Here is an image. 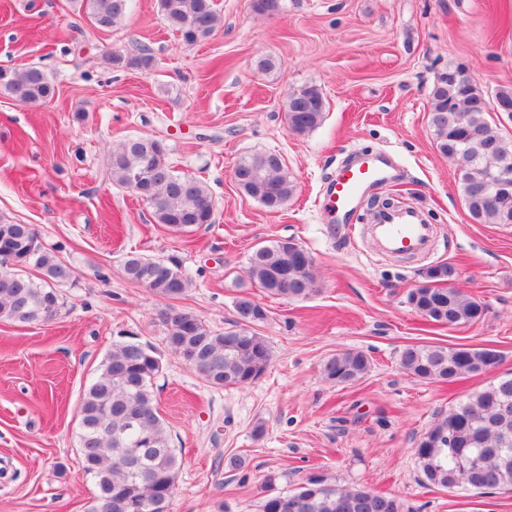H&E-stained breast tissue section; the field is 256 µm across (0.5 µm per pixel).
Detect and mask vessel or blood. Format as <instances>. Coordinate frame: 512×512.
I'll return each mask as SVG.
<instances>
[{
    "instance_id": "1",
    "label": "vessel or blood",
    "mask_w": 512,
    "mask_h": 512,
    "mask_svg": "<svg viewBox=\"0 0 512 512\" xmlns=\"http://www.w3.org/2000/svg\"><path fill=\"white\" fill-rule=\"evenodd\" d=\"M389 158L379 152H362L343 166L324 193V208L337 229L348 228L365 192L393 179ZM379 251L391 254H424L432 247V227L413 209L390 210L371 226Z\"/></svg>"
}]
</instances>
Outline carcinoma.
Returning a JSON list of instances; mask_svg holds the SVG:
<instances>
[{
	"label": "carcinoma",
	"instance_id": "obj_1",
	"mask_svg": "<svg viewBox=\"0 0 512 512\" xmlns=\"http://www.w3.org/2000/svg\"><path fill=\"white\" fill-rule=\"evenodd\" d=\"M95 28L110 31L127 16L129 0H82ZM162 16L187 45L208 39L218 21L214 0H159ZM110 62L147 69L153 57L146 51L126 58L113 54ZM437 78L432 88L429 120L441 154L456 162L460 187L470 218L476 224H512V140L503 138L489 119V102L466 76ZM0 91L21 103L49 98L52 86L36 66L0 67ZM325 101L314 85L288 94V128L302 135L322 121ZM245 173L238 189L271 210L294 195L281 155L262 152L242 158ZM112 183L131 189L134 176L151 171L153 216L173 231L190 225L212 224L213 201L207 185L181 174L167 160V150L155 138H130L112 150L108 163ZM34 229L0 217V318L21 311L18 321L45 322L58 315L63 302L57 286L71 278L70 268L52 250L32 239ZM34 267V280L20 272ZM454 265L427 269L432 288H416L408 295L413 308L426 320L448 327L474 324L485 305L458 288L439 287ZM125 276L147 284L163 299H177L191 279L174 257L154 260L130 253L123 261ZM288 273V298H303L312 290L314 262L293 239L270 240L248 257V274L262 292L283 297L278 279ZM237 317L253 314L251 322L266 320L264 305L242 296L235 303ZM170 351L206 383L244 386L257 380L271 361L265 337L240 328L217 333L196 314L180 310L172 322H162ZM499 355L490 348L413 345L400 351L399 365L420 380L453 382L463 375L492 372ZM370 360L362 351L341 350L321 364L322 378L334 385L353 384L367 375ZM162 371L157 348L136 336L112 344L96 379L84 391L79 406V449L84 473L96 493L86 512H170L176 478L182 465L169 441L154 393V379ZM415 454L421 484L427 488L481 493L512 492V377H501L474 391L435 421L420 439ZM262 512H418L417 506L388 493L360 487L337 488L322 476L308 477L289 493L268 495Z\"/></svg>",
	"mask_w": 512,
	"mask_h": 512
}]
</instances>
